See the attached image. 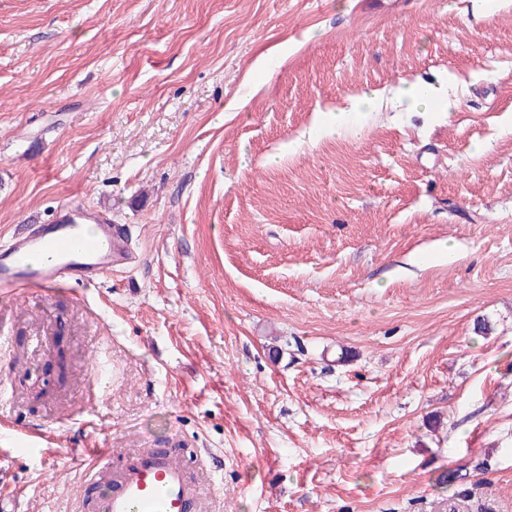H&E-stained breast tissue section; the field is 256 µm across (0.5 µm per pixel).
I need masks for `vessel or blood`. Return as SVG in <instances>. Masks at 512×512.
Wrapping results in <instances>:
<instances>
[{
  "label": "vessel or blood",
  "instance_id": "1",
  "mask_svg": "<svg viewBox=\"0 0 512 512\" xmlns=\"http://www.w3.org/2000/svg\"><path fill=\"white\" fill-rule=\"evenodd\" d=\"M127 253L121 225L82 205L60 209L51 223L16 232L0 252V288L70 289L73 281L96 285ZM96 512H201L193 479L171 454L143 452L113 472Z\"/></svg>",
  "mask_w": 512,
  "mask_h": 512
}]
</instances>
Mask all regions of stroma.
I'll use <instances>...</instances> for the list:
<instances>
[{"label":"stroma","mask_w":512,"mask_h":512,"mask_svg":"<svg viewBox=\"0 0 512 512\" xmlns=\"http://www.w3.org/2000/svg\"><path fill=\"white\" fill-rule=\"evenodd\" d=\"M69 203L133 258L0 295V512H512V0H0V244ZM114 471L96 512H201L193 479L173 454L143 452Z\"/></svg>","instance_id":"35a3bbf8"}]
</instances>
